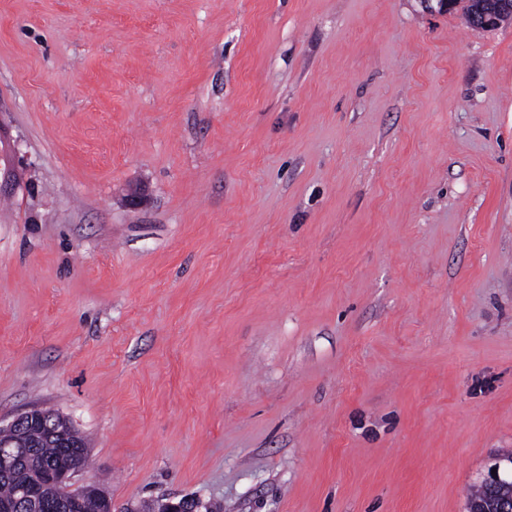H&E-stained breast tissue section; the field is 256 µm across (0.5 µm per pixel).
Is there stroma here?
I'll return each mask as SVG.
<instances>
[{"mask_svg":"<svg viewBox=\"0 0 512 512\" xmlns=\"http://www.w3.org/2000/svg\"><path fill=\"white\" fill-rule=\"evenodd\" d=\"M1 149L0 421L73 487L466 512L512 454V20L0 0Z\"/></svg>","mask_w":512,"mask_h":512,"instance_id":"1","label":"stroma"}]
</instances>
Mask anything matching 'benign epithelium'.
I'll list each match as a JSON object with an SVG mask.
<instances>
[{
  "instance_id": "1",
  "label": "benign epithelium",
  "mask_w": 512,
  "mask_h": 512,
  "mask_svg": "<svg viewBox=\"0 0 512 512\" xmlns=\"http://www.w3.org/2000/svg\"><path fill=\"white\" fill-rule=\"evenodd\" d=\"M478 25L493 28L500 18L512 13V0H473ZM16 167L15 156L0 153V193L16 187L13 178ZM12 437L10 447L19 452L35 448L45 439H56L71 447L83 448L84 437L60 414L41 408H31L13 418L5 426L0 425V437ZM81 469L76 463L70 468L52 473L47 467H41L33 483L42 486L43 494L36 496L28 486L20 487L13 500L0 504V512H42L47 504L69 512L81 502L92 496L88 489L72 490L70 481ZM481 493L470 499L468 512H512V454L492 459L486 473L480 481ZM203 503L196 497H184L176 502H160L156 512H202Z\"/></svg>"
}]
</instances>
